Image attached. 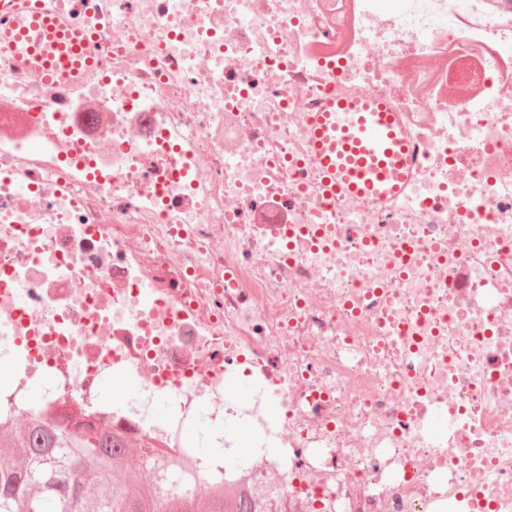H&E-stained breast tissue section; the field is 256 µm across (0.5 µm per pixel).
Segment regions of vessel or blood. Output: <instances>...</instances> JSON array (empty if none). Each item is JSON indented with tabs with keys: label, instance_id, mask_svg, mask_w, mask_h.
<instances>
[{
	"label": "vessel or blood",
	"instance_id": "obj_1",
	"mask_svg": "<svg viewBox=\"0 0 512 512\" xmlns=\"http://www.w3.org/2000/svg\"><path fill=\"white\" fill-rule=\"evenodd\" d=\"M65 28L60 17L37 7L5 25L14 49L38 59L49 79L79 70L85 58L79 40L59 41ZM311 137L330 192L384 201L402 193L413 177L405 133L382 102L333 100L317 113Z\"/></svg>",
	"mask_w": 512,
	"mask_h": 512
}]
</instances>
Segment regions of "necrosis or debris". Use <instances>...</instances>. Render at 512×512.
Listing matches in <instances>:
<instances>
[{"instance_id": "obj_1", "label": "necrosis or debris", "mask_w": 512, "mask_h": 512, "mask_svg": "<svg viewBox=\"0 0 512 512\" xmlns=\"http://www.w3.org/2000/svg\"><path fill=\"white\" fill-rule=\"evenodd\" d=\"M44 2L93 63L0 32V417L254 512H512V0ZM333 97L397 112L396 198L326 190ZM238 415L262 455L187 438Z\"/></svg>"}]
</instances>
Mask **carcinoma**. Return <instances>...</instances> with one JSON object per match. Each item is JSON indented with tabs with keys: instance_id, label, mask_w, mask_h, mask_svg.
Instances as JSON below:
<instances>
[{
	"instance_id": "obj_1",
	"label": "carcinoma",
	"mask_w": 512,
	"mask_h": 512,
	"mask_svg": "<svg viewBox=\"0 0 512 512\" xmlns=\"http://www.w3.org/2000/svg\"><path fill=\"white\" fill-rule=\"evenodd\" d=\"M140 452L110 432L39 424L16 431L0 419V512H179L183 498L160 495L156 482L124 469ZM191 512H253L241 492L224 486L193 501Z\"/></svg>"
}]
</instances>
